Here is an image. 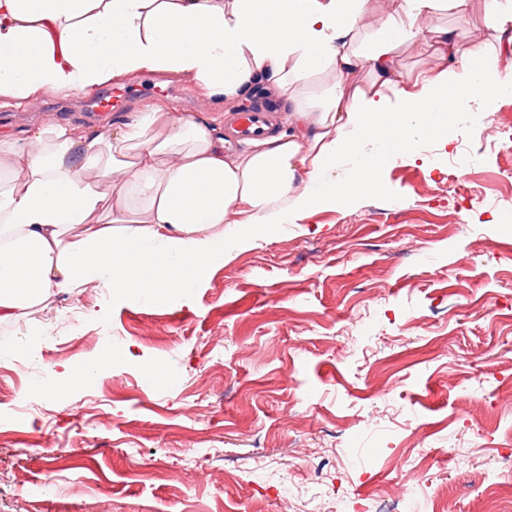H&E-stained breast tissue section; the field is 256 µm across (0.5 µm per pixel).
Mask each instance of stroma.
<instances>
[{
    "label": "stroma",
    "mask_w": 512,
    "mask_h": 512,
    "mask_svg": "<svg viewBox=\"0 0 512 512\" xmlns=\"http://www.w3.org/2000/svg\"><path fill=\"white\" fill-rule=\"evenodd\" d=\"M484 2L430 22L493 59ZM125 85L121 112L45 92L0 108V126L100 128L148 104L219 125L234 112L185 77ZM483 111L456 114L447 151L424 139L416 161L385 166L379 193L231 250L189 295L58 290L0 324V338L48 337L0 359V512H281L290 482L315 512L387 498L412 453L437 512H512V141H482ZM72 317L81 334L66 335ZM102 327L118 355L97 388L19 414L29 376L95 356Z\"/></svg>",
    "instance_id": "stroma-1"
}]
</instances>
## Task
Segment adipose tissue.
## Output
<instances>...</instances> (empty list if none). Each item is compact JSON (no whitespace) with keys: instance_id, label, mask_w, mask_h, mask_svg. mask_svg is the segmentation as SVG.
Masks as SVG:
<instances>
[{"instance_id":"adipose-tissue-1","label":"adipose tissue","mask_w":512,"mask_h":512,"mask_svg":"<svg viewBox=\"0 0 512 512\" xmlns=\"http://www.w3.org/2000/svg\"><path fill=\"white\" fill-rule=\"evenodd\" d=\"M370 0H0V106L50 90L92 91L146 72L193 79L236 100L259 76L289 101L288 128L230 146L196 115L150 106L104 131L66 122L27 136L0 133V323L53 291L106 287L150 302L183 295L227 251L271 235L292 215L374 193L397 158L416 160L431 130L504 87L485 52L461 51L437 11L467 0H400L370 30ZM405 43L434 47L453 66L409 76ZM372 77L356 78L361 62ZM332 80L316 100L299 89ZM82 234H75V227ZM111 346L32 401L97 382Z\"/></svg>"}]
</instances>
